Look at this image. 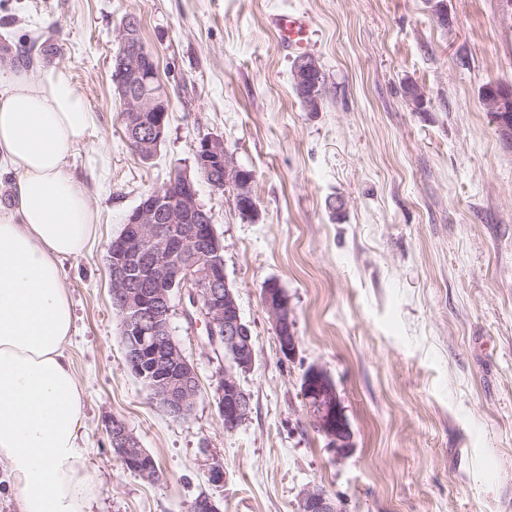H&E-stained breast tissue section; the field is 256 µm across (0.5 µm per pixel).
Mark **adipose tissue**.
<instances>
[{"instance_id":"adipose-tissue-1","label":"adipose tissue","mask_w":512,"mask_h":512,"mask_svg":"<svg viewBox=\"0 0 512 512\" xmlns=\"http://www.w3.org/2000/svg\"><path fill=\"white\" fill-rule=\"evenodd\" d=\"M67 70L0 78V464L19 512H92L98 489L81 433L87 394L67 355L63 263L83 256L98 214L71 169L92 126Z\"/></svg>"}]
</instances>
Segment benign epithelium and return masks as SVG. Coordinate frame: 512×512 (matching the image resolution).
I'll use <instances>...</instances> for the list:
<instances>
[{
    "label": "benign epithelium",
    "mask_w": 512,
    "mask_h": 512,
    "mask_svg": "<svg viewBox=\"0 0 512 512\" xmlns=\"http://www.w3.org/2000/svg\"><path fill=\"white\" fill-rule=\"evenodd\" d=\"M123 82V112L135 135V150L148 157L156 153L165 134L168 101L163 90L142 95L131 90L134 83L157 79L152 59L138 50V20L128 17L118 35L113 56ZM319 71L312 55L296 61L294 75L300 96L309 112L320 109L319 86L309 79ZM512 102V86L498 85L487 107L498 113L495 123L503 141L512 143V122L503 106ZM209 183L234 188L239 210L249 217L257 214L253 192L254 175L235 164L215 137L202 139L194 152V167L173 172L169 185L177 190L170 196L163 190L144 195L128 215L118 237L112 239L107 265L112 282V302L121 320L126 361L150 366L149 373L136 374L150 381L151 398L175 420L187 418L199 395L196 366L183 353L172 335L170 316L173 300H182L183 315L202 313L207 344L223 352L230 362L215 375L214 401L229 430L248 419L251 395L239 383L238 374L251 370L255 350L249 326L243 321L236 295L224 274L222 244L208 212L198 201L197 176ZM263 304L277 335L281 353L292 356L297 336L288 297L275 282L262 290ZM304 406L313 426L324 435L342 458L352 448L353 433L336 387L318 368L310 369L302 383ZM105 430L115 453L142 478L155 471L150 454L141 448L127 422L119 416L105 420ZM299 512H343L339 504L319 487L304 490Z\"/></svg>",
    "instance_id": "7a95c632"
}]
</instances>
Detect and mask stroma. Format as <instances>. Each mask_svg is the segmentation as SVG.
Returning <instances> with one entry per match:
<instances>
[{"mask_svg":"<svg viewBox=\"0 0 512 512\" xmlns=\"http://www.w3.org/2000/svg\"><path fill=\"white\" fill-rule=\"evenodd\" d=\"M292 12L309 16L308 52L327 77L316 112L298 100L295 56L269 25ZM130 15L169 100L146 162L128 146L111 78ZM4 55L68 69L96 117L73 167L99 232L65 263L95 512H185L202 494L221 512H298L314 485L343 512H512V147L480 96L487 83L512 85L506 0H0ZM206 137L254 173L258 206L243 217L197 181L256 351L239 376L252 412L232 431L212 393L227 360L178 306L171 326L199 395L182 420L151 400L125 360L105 260L142 195L191 165ZM270 281L292 309L290 357L262 302ZM313 367L353 433L341 459L305 411ZM112 415L162 481L124 467L104 429Z\"/></svg>","mask_w":512,"mask_h":512,"instance_id":"obj_1","label":"stroma"}]
</instances>
